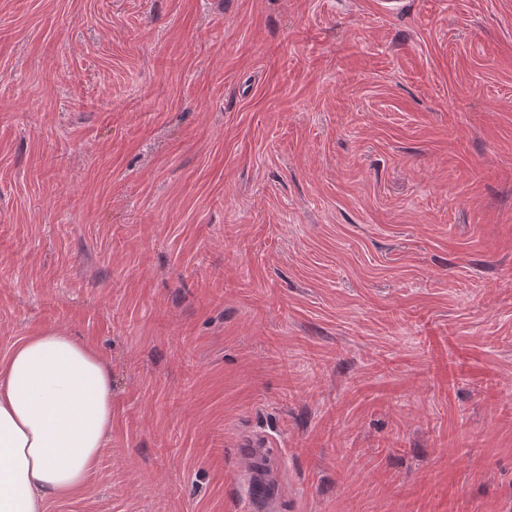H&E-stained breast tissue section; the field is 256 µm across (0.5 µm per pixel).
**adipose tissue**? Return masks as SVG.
Masks as SVG:
<instances>
[{"label": "adipose tissue", "mask_w": 512, "mask_h": 512, "mask_svg": "<svg viewBox=\"0 0 512 512\" xmlns=\"http://www.w3.org/2000/svg\"><path fill=\"white\" fill-rule=\"evenodd\" d=\"M112 434V370L51 328L0 363V512H45L81 488Z\"/></svg>", "instance_id": "ef3b65f1"}]
</instances>
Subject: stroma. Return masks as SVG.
<instances>
[{
    "mask_svg": "<svg viewBox=\"0 0 512 512\" xmlns=\"http://www.w3.org/2000/svg\"><path fill=\"white\" fill-rule=\"evenodd\" d=\"M48 328L112 435L46 512H512V0H0V361ZM262 481H254L248 484L242 491V496L247 500L249 509L252 511H268L274 507L273 497L263 494Z\"/></svg>",
    "mask_w": 512,
    "mask_h": 512,
    "instance_id": "obj_1",
    "label": "stroma"
}]
</instances>
